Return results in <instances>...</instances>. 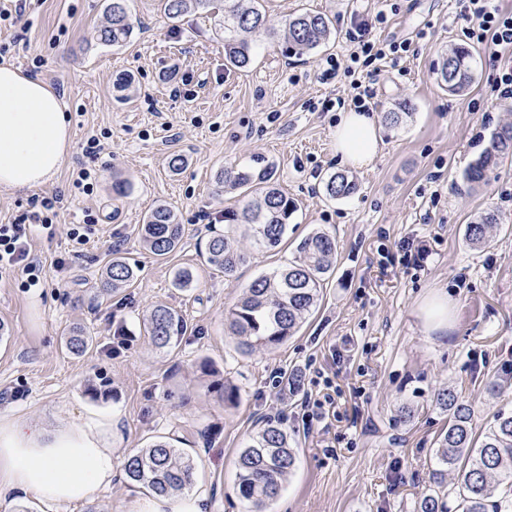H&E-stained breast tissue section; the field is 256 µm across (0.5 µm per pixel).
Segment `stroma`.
I'll use <instances>...</instances> for the list:
<instances>
[{
  "label": "stroma",
  "instance_id": "35a3bbf8",
  "mask_svg": "<svg viewBox=\"0 0 512 512\" xmlns=\"http://www.w3.org/2000/svg\"><path fill=\"white\" fill-rule=\"evenodd\" d=\"M396 9L371 35L408 38L398 61H384L372 111L383 145L373 163L353 171L355 195L331 199L328 174L340 171L334 132L353 110L350 80H322L328 56L346 58L353 23L371 19L380 0H260L273 33L253 35L251 65L224 64V4L169 20L161 0H128L133 33L121 46L99 42L109 0H28L22 17L0 23L6 63L34 72L61 97L72 131L56 176L19 192L0 191V224L55 191L75 204L53 237H34L43 263L39 286L0 273V421L23 420L46 431L111 416L116 465L157 440L183 449L195 465L192 491L202 512H246L236 461L260 421L283 420L297 463L268 512H418L435 489L453 500V478L431 486L433 450L449 416L432 403L447 388L472 405L478 430L512 410V160L490 185L466 189L462 173L490 133L512 124V100L492 96L497 70L475 50L474 79L462 93L441 86L436 71L462 44L457 0H393ZM302 12L328 16L334 35L311 54L287 53L284 32ZM130 74L127 99L113 88ZM412 110L395 127L387 112ZM101 137L93 158L83 146ZM182 156L172 171L169 160ZM264 160L296 209L288 239L274 250L247 247L245 264L224 276L205 262L208 240L223 216L240 213L239 190L217 191L227 169ZM98 175L92 195L70 182L76 167ZM129 190L117 194L116 184ZM171 207L182 226L180 246L158 257L139 238L146 214ZM99 222L87 245L74 249L70 225L84 210ZM501 221L491 244L472 249L464 230L486 210ZM335 236V272L301 329L278 348L242 353L224 312L261 274L285 266L314 229ZM137 270L129 286L106 295L97 287L113 256ZM71 258L57 271L58 257ZM192 269L189 288L173 285ZM446 291L454 308L448 333L427 332L422 309ZM179 312L188 328L169 349L145 329L153 306ZM87 328L92 344L69 354L64 332ZM128 340L118 344V332ZM508 373L501 391L486 385ZM297 374V393L286 392ZM237 390L224 400L225 385ZM329 400L326 419L303 426L304 397ZM405 422H398V415ZM148 490L117 472L89 501L54 504L23 497L0 500V512H139Z\"/></svg>",
  "mask_w": 512,
  "mask_h": 512
}]
</instances>
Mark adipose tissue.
Instances as JSON below:
<instances>
[{
    "instance_id": "ef3b65f1",
    "label": "adipose tissue",
    "mask_w": 512,
    "mask_h": 512,
    "mask_svg": "<svg viewBox=\"0 0 512 512\" xmlns=\"http://www.w3.org/2000/svg\"><path fill=\"white\" fill-rule=\"evenodd\" d=\"M336 154L351 168L371 164L381 150L375 118L342 113ZM70 126L61 98L44 81L0 65V190L34 188L61 167ZM111 419L63 425L52 433L16 420L0 424V496L12 493L52 502L87 501L111 484L115 469Z\"/></svg>"
}]
</instances>
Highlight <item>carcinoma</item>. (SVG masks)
<instances>
[{"instance_id":"cac0c4a2","label":"carcinoma","mask_w":512,"mask_h":512,"mask_svg":"<svg viewBox=\"0 0 512 512\" xmlns=\"http://www.w3.org/2000/svg\"><path fill=\"white\" fill-rule=\"evenodd\" d=\"M127 0H110L98 40L103 45L119 46L130 38L133 24ZM165 15L181 17L187 10L207 8L211 0H162ZM255 0H224V61L236 69L250 65L253 57L251 36L272 31L266 14L254 5ZM331 35L330 20L320 13L305 12L288 21V48L298 56L308 54ZM473 54L466 46L448 51L439 70V79L450 93L463 92L472 82ZM512 158V125L494 131L488 144L470 162L463 173L469 187L487 184L499 165ZM220 184L229 183L241 190L244 206L242 222L212 236L206 248V263L224 275L232 276L246 261L247 254L239 246V238L247 236L257 248L274 249L288 234V218L295 204L280 189L275 171L269 165L257 170L225 171ZM325 191L331 199L346 198L356 193V181L346 173L328 175ZM499 215L489 210L479 221L466 225L465 241L475 249L490 244L492 225ZM143 247L157 256H165L178 248L182 227L174 211L166 205L155 207L141 225ZM336 240L317 230L302 238L296 246L294 260L288 266L263 275L242 292L237 303L225 314V324L236 339L238 348L248 354L272 350L294 335L305 317L320 300L323 282L336 266ZM135 271L126 261L115 258L108 266L102 290L112 292L129 285ZM185 320L174 309L156 305L147 317V332L159 349L178 342ZM90 336L79 326L69 330L66 346L80 355L86 351ZM435 405L448 412V427L436 440V467L429 474L440 485L444 472L456 473L457 512H508L509 496H496L499 486L512 492V413H499L481 434L473 424L474 410L456 395L441 389L434 396ZM296 463L287 430L278 421L266 420L250 437L241 451L237 465V486L247 512H266L279 496ZM127 478L165 495L191 485L193 462L180 449L165 441H157L129 456L124 463Z\"/></svg>"}]
</instances>
